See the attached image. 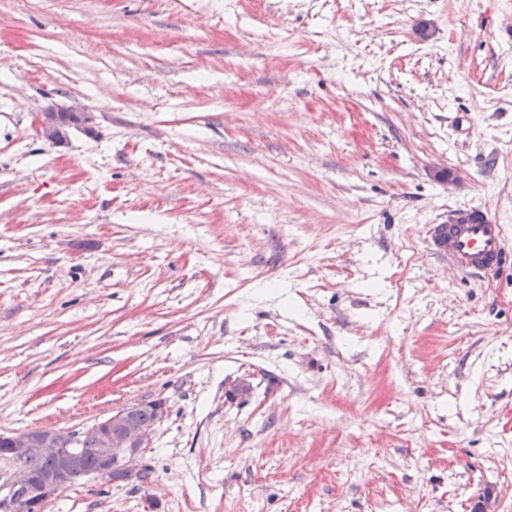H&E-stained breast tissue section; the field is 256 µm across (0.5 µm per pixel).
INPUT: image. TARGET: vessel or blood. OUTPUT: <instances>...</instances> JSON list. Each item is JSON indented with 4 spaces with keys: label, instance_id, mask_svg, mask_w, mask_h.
Returning a JSON list of instances; mask_svg holds the SVG:
<instances>
[{
    "label": "vessel or blood",
    "instance_id": "b4317fda",
    "mask_svg": "<svg viewBox=\"0 0 512 512\" xmlns=\"http://www.w3.org/2000/svg\"><path fill=\"white\" fill-rule=\"evenodd\" d=\"M430 242L436 255L467 277L487 278L512 264L505 229L485 207L450 208L445 223L432 225Z\"/></svg>",
    "mask_w": 512,
    "mask_h": 512
}]
</instances>
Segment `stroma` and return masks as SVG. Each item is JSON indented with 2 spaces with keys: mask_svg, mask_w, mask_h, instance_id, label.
Here are the masks:
<instances>
[{
  "mask_svg": "<svg viewBox=\"0 0 512 512\" xmlns=\"http://www.w3.org/2000/svg\"><path fill=\"white\" fill-rule=\"evenodd\" d=\"M461 204L512 250V0H0V431L163 402L51 512H512ZM93 119L89 112L69 111L63 113L49 108L36 113V130L46 140L57 144L67 138L71 128L90 131ZM429 236L434 253L447 259L458 274L488 278L510 265L504 225L486 207L450 208L448 221L432 225Z\"/></svg>",
  "mask_w": 512,
  "mask_h": 512,
  "instance_id": "obj_1",
  "label": "stroma"
}]
</instances>
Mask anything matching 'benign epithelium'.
Masks as SVG:
<instances>
[{
	"mask_svg": "<svg viewBox=\"0 0 512 512\" xmlns=\"http://www.w3.org/2000/svg\"><path fill=\"white\" fill-rule=\"evenodd\" d=\"M92 123L89 112L63 113L49 108L36 113L37 132L53 144L65 140L71 128L91 130ZM139 409V405L126 407L81 432L47 427L25 433L1 431L0 453L12 460L14 468L8 480L0 484V512H14L20 501L42 507L56 499L69 486L85 439L98 442V463L93 475L99 480L112 483L136 470L150 436L149 429L139 422ZM33 456L52 458L57 465L46 474H37L27 464Z\"/></svg>",
	"mask_w": 512,
	"mask_h": 512,
	"instance_id": "obj_1",
	"label": "benign epithelium"
}]
</instances>
